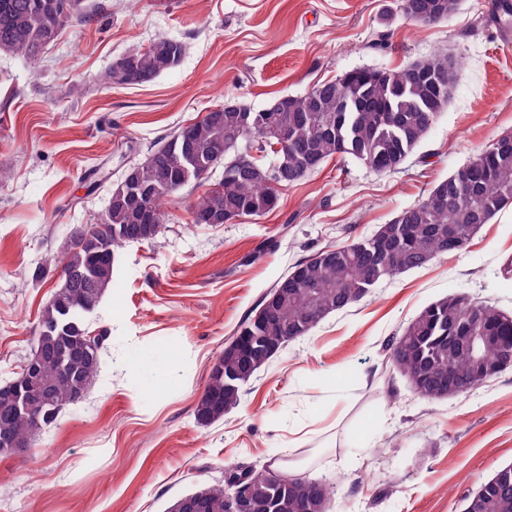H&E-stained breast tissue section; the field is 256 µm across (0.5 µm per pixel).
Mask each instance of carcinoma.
<instances>
[{
  "instance_id": "1",
  "label": "carcinoma",
  "mask_w": 512,
  "mask_h": 512,
  "mask_svg": "<svg viewBox=\"0 0 512 512\" xmlns=\"http://www.w3.org/2000/svg\"><path fill=\"white\" fill-rule=\"evenodd\" d=\"M456 9V0H402L404 17L417 24L429 15L446 20ZM91 13L88 0H0V53L34 63ZM184 54L182 41L159 36L115 59L102 81L110 87L146 84L177 66ZM459 66L455 56L439 51L399 70L357 67L262 109L227 102L180 127L144 158L128 160L109 190L100 223L89 225L79 240L69 241L28 272L35 283L52 271L59 276L41 311L34 346L40 354L34 373L44 391L29 394L33 410L28 413L21 409L28 389L25 370L0 385V441L30 440L40 431L36 421L51 427L84 397L98 375L110 335L106 328L89 331L85 318L112 287L119 250L131 243L157 242L178 191L209 181L223 167L219 181L191 204L189 213L194 224L205 214L217 224H228L273 211L278 188L301 181L334 156L354 158L377 173L396 172L448 105V84L442 77L456 74ZM271 123L288 129V143L263 136ZM266 157L267 164L262 162ZM511 203L512 144L491 143L372 236L329 246L296 263L297 276L282 277L265 295L274 298L275 307L258 308L236 331L241 341L259 337L251 357H240L229 344L213 364L194 409L197 422L218 421L238 404L241 388H224V373L242 364L256 372L268 362L267 349L280 350L308 335L326 314L360 301L380 281L437 256L468 252L476 231ZM454 322L495 323L506 341L485 349L479 361L449 339ZM506 356L512 359V316L462 293L427 306L390 345L394 369L417 383L415 393L428 401L441 399V386L450 377L461 385L472 382L480 362L485 364L483 379L496 377ZM236 468L250 484L258 504L254 512H325L336 491V484L327 480L294 475L274 482L263 466L240 463ZM198 491L208 512H224L227 481ZM465 512H512V466L470 495Z\"/></svg>"
}]
</instances>
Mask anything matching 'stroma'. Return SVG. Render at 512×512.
Segmentation results:
<instances>
[{"label":"stroma","mask_w":512,"mask_h":512,"mask_svg":"<svg viewBox=\"0 0 512 512\" xmlns=\"http://www.w3.org/2000/svg\"><path fill=\"white\" fill-rule=\"evenodd\" d=\"M92 22L66 31L35 64L0 54V384L35 345L58 283L28 271L94 224L107 189L181 125L227 101L261 109L356 67L400 69L445 50L461 62L447 107L403 168L380 174L332 158L281 188L278 208L232 224L191 225L181 189L162 247L135 243L89 315L111 332L99 377L28 455L0 458V512H167L223 481L236 463H273L339 478L328 512H463L465 499L512 465V368L472 391L420 399L391 367L392 337L451 292L512 314V204L469 252L381 281L288 343L203 426L194 407L210 368L263 295L300 260L370 237L499 134L512 131V44L489 0H460L447 21L407 22L401 0H94ZM184 42L151 83L106 87L112 61L156 36ZM91 84L81 97L74 82ZM38 469H30L31 460Z\"/></svg>","instance_id":"stroma-1"}]
</instances>
